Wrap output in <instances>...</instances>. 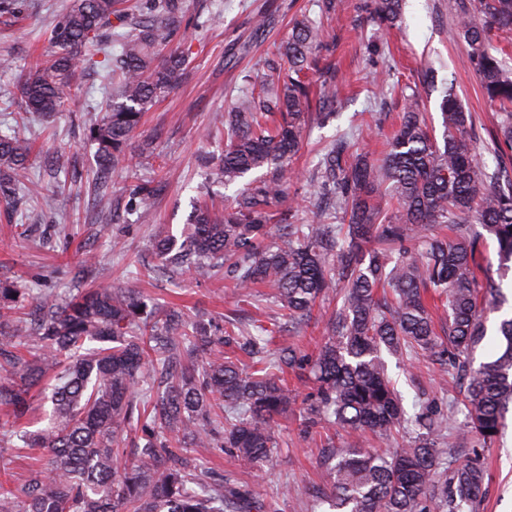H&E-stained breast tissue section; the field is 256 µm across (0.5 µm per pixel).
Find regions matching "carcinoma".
I'll list each match as a JSON object with an SVG mask.
<instances>
[{
	"mask_svg": "<svg viewBox=\"0 0 512 512\" xmlns=\"http://www.w3.org/2000/svg\"><path fill=\"white\" fill-rule=\"evenodd\" d=\"M404 0H369L370 21L393 27ZM23 0H0V24L19 19ZM456 35L468 47L483 95L498 112L486 150L512 153V67L492 52L512 40V0H459ZM187 17L186 0H71L48 38L47 61L20 76L15 130L0 136V200L33 196L20 180L32 161L21 125L49 117L73 101L76 76L96 73L116 95L88 130L101 177V208L115 203L110 171L123 167L131 134L148 104L176 87L189 53L170 48L181 29L212 26ZM317 22L300 21L277 53L288 70L272 91L236 103L205 137L220 134L224 154L208 179L244 182L235 203L219 212L198 201L180 236L158 235L160 264L146 275L183 268L224 274L240 295L274 290L278 314L310 320L317 303L339 294L317 353L293 345L269 348L274 329L235 331L212 321L188 323L158 310L143 295L112 285L41 301L31 290L0 282V411L12 425L0 434L39 451L26 481L0 484V512H262L264 489L210 484L185 449L228 448L260 468L278 450L273 428L293 399L283 375L309 372L313 392L302 408L305 428L339 427L413 440L387 451L353 445L324 449L332 475L319 489L321 512H477L487 473L479 460L447 466L442 441L456 447L473 433L492 443L512 408V316L489 334L486 310L508 303L478 258L482 234L497 244L498 269L512 268V167L479 170L472 116L451 93L439 108L441 138L429 129L416 95L403 98L402 120L382 156L351 158L345 138L320 156L315 194L332 201L310 224L284 206L288 165L298 153L305 105L318 72L319 107L336 99V71L318 66ZM264 169L256 178L251 172ZM388 195L394 206L380 205ZM28 338L26 344L16 337ZM248 357L245 370L224 347ZM481 349L491 350L475 362ZM436 361L463 388L445 411L422 402L408 413L388 375L384 354ZM50 378L51 411L34 431L21 425L32 390ZM464 413L462 424L457 416ZM143 445L122 448L129 433ZM131 456L123 467L120 459Z\"/></svg>",
	"mask_w": 512,
	"mask_h": 512,
	"instance_id": "1",
	"label": "carcinoma"
}]
</instances>
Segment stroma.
I'll use <instances>...</instances> for the list:
<instances>
[{"label": "stroma", "instance_id": "stroma-1", "mask_svg": "<svg viewBox=\"0 0 512 512\" xmlns=\"http://www.w3.org/2000/svg\"><path fill=\"white\" fill-rule=\"evenodd\" d=\"M365 3L341 0L335 13L325 17L317 0H188L190 15L218 11L223 20L201 39L190 29L178 34V41L191 45L183 81L149 105L129 141L136 156L133 166L109 178L118 196H128L139 183L155 187V197L138 209L122 203L108 213L93 205L88 183L96 168L95 147L86 139V128L99 118L105 94L97 81L78 76L76 96L66 111L33 122L27 132L35 155L25 177L40 191L55 193L56 205L45 214L30 201L0 205V278L52 298L76 288L117 283L152 297L161 307L190 315L232 312L245 323L272 318V289L256 288L258 303L253 306L240 301L218 274L187 271L173 283L145 277L142 270L156 262L150 248L153 238L179 233L194 198L209 197L219 209L231 203L235 188L208 185L197 163L202 153H221L224 143L202 138L201 132L243 94L287 68L286 57L269 54L267 48L287 39L293 20L320 22L319 55L336 69L335 113L324 120L318 112H309L301 149L288 170V194L301 205L304 218H312L319 203L314 186L322 150L344 135L352 151L380 157L401 121L402 88L417 92L433 128L441 126L437 103L448 89L472 112L479 135L496 126L494 112L482 99L479 78L466 63L467 46L453 36L458 24L454 0H405L400 22L389 30L366 22ZM68 4L27 0L20 25L0 27V102L18 97L20 75L40 61L46 39ZM261 9L270 18L262 32L252 23ZM59 163L71 172L70 186L62 192L48 173ZM116 240L121 243L117 249L112 246ZM388 371L406 403L419 397L433 405L447 404L439 366L425 359L392 357ZM275 434L283 447L259 473L225 450L199 448L195 454L214 479L250 482L262 476L271 512H312L307 489L330 481L320 463L321 449L330 438L320 429L302 434L294 409L278 419ZM330 440L340 446L351 437L340 430ZM474 457L483 461L488 473L480 512H512V413L493 444L468 438L456 461L462 464Z\"/></svg>", "mask_w": 512, "mask_h": 512}]
</instances>
